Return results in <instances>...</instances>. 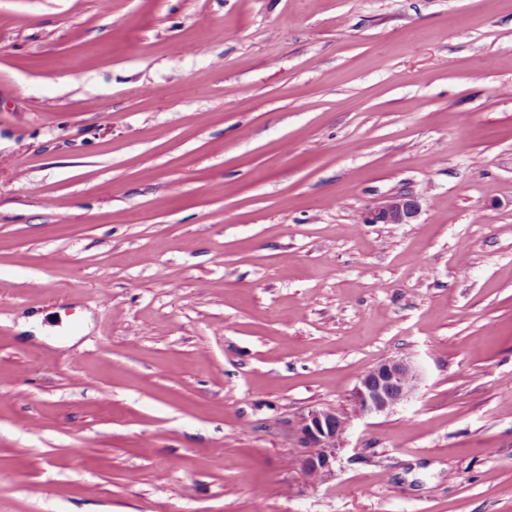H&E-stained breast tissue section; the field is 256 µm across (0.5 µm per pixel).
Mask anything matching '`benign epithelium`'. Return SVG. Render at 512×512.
<instances>
[{
  "instance_id": "7a95c632",
  "label": "benign epithelium",
  "mask_w": 512,
  "mask_h": 512,
  "mask_svg": "<svg viewBox=\"0 0 512 512\" xmlns=\"http://www.w3.org/2000/svg\"><path fill=\"white\" fill-rule=\"evenodd\" d=\"M414 196H390L361 214L364 224H409L418 213ZM419 381L413 362L399 358L385 360L365 372L356 385L352 401L360 417L388 413L406 403ZM350 422L331 408H312L287 421L288 432L298 443L294 480L303 486H318L335 475Z\"/></svg>"
}]
</instances>
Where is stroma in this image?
Returning a JSON list of instances; mask_svg holds the SVG:
<instances>
[{"label": "stroma", "instance_id": "stroma-1", "mask_svg": "<svg viewBox=\"0 0 512 512\" xmlns=\"http://www.w3.org/2000/svg\"><path fill=\"white\" fill-rule=\"evenodd\" d=\"M0 512H512V0H0ZM418 208L414 196L401 193L365 209L361 221L365 224H409L416 217ZM419 381L413 362L385 360L365 372L356 385L352 401L357 416L371 417L393 411L406 403ZM349 426L350 420L331 408H312L288 419V432L299 448L294 477L298 484L318 486L332 479ZM314 448L318 453L313 454Z\"/></svg>", "mask_w": 512, "mask_h": 512}]
</instances>
